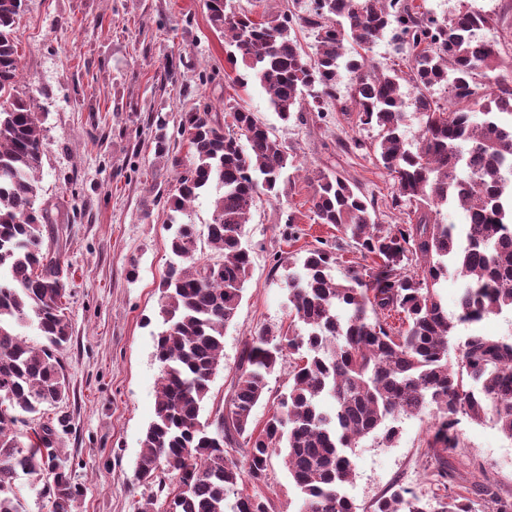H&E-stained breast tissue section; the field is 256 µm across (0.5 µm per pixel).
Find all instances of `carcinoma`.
Returning <instances> with one entry per match:
<instances>
[{"label": "carcinoma", "mask_w": 512, "mask_h": 512, "mask_svg": "<svg viewBox=\"0 0 512 512\" xmlns=\"http://www.w3.org/2000/svg\"><path fill=\"white\" fill-rule=\"evenodd\" d=\"M206 6L230 47L233 81L258 84L279 120L303 122L305 112L321 116L341 100L359 124L378 131L374 152L394 179L391 208L402 214L413 207L416 223L384 230L374 219L375 199L339 174L315 173L311 219L340 236L306 250L288 273L294 326L252 336L228 411L203 423L202 404L224 356V327L250 275L245 224L260 193L279 195L291 161L271 128L238 103L227 106V131L209 105L183 113L177 134L190 160L167 197L168 210L188 214L207 189L218 197L207 225L210 256L198 254L196 225L170 217L174 261L162 283L165 328L155 343L161 383L135 466L136 479L156 492L142 512H155L160 497L163 512H271L267 499L238 486L265 482L275 454L302 494L298 512H356L342 494L354 472L351 448L380 429L379 445L389 447L398 429L388 419L427 412L437 419L434 443L442 445L433 449L434 476L448 490L435 512H473L472 500L454 490L443 456L457 447L459 416L476 421L490 412L512 438V342L471 336L456 364L448 362L458 325L512 311V179L505 178L512 170V83L495 76L497 45L477 38L492 16L465 0L441 18L409 0H313L305 16L258 20L234 0ZM23 10L24 0H0V512H25L16 485L22 476L47 478L50 512H79L84 490L58 465L55 429L40 425L25 448L14 436L21 414L36 417L68 399L58 353L71 338L62 302L67 272L44 246L50 210L35 208L43 128L17 92L14 26ZM298 24L315 31L314 53L294 34ZM388 30L407 49L412 97L399 70L368 65L366 52ZM438 89L448 92V105L434 98ZM411 106L422 127L413 144L401 131ZM443 207L461 209L464 224L435 219ZM345 242L380 263L336 277ZM450 275L461 286L452 316L438 293ZM395 313L397 328L388 322ZM27 323L44 338L41 345L17 332ZM296 354L287 392L255 431L253 411L269 377ZM325 397L333 400L327 409ZM373 512L430 510L400 486Z\"/></svg>", "instance_id": "obj_1"}]
</instances>
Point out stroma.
Instances as JSON below:
<instances>
[{
  "label": "stroma",
  "mask_w": 512,
  "mask_h": 512,
  "mask_svg": "<svg viewBox=\"0 0 512 512\" xmlns=\"http://www.w3.org/2000/svg\"><path fill=\"white\" fill-rule=\"evenodd\" d=\"M468 3L494 15L486 36L501 49V75L512 79V0ZM15 37L23 64L18 92L33 99L44 130L38 202L53 216L44 243L69 273L64 307L72 339L59 358L70 393L46 407L42 420L54 427L61 459L84 488L82 512H141L155 489L136 480L135 462L161 379L154 345L163 328L160 283L171 260L168 212L158 194L176 184L172 158L187 156L186 146L173 144L168 158L155 157L159 125L171 130L191 108L207 104L220 114L237 102L272 127L294 156L284 194L261 197L245 226L250 277L224 328V357L202 419L226 407L246 341L291 322L283 286L288 262L337 236L335 227L309 218V173L355 179L377 200L383 227L403 217L388 206L393 180L374 155L341 149L354 138L375 141L376 130L336 104L323 120L311 112L305 122H281L260 86L228 79V46L205 0H25ZM291 214L298 222L288 237ZM474 334L512 342V312L458 325L449 360ZM398 427L393 446L367 437L353 450L354 477L345 491L357 512H372L373 502L398 483L433 504L444 493L429 449L434 417H405ZM457 434L459 446L447 456L457 492L472 495L488 480L512 501V439L495 418H461ZM243 491L269 499L272 512L298 510L300 494L280 456L272 457L265 484L247 483Z\"/></svg>",
  "instance_id": "35a3bbf8"
}]
</instances>
